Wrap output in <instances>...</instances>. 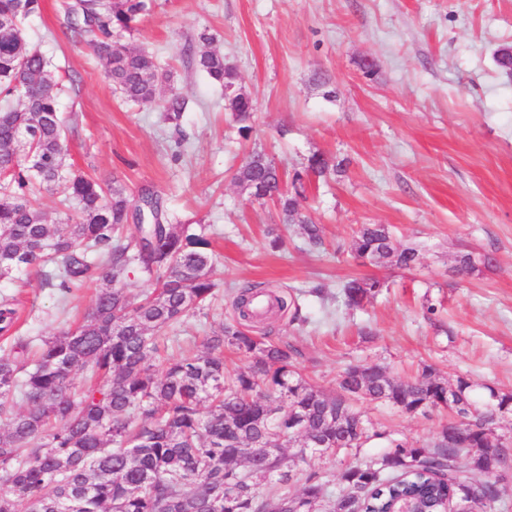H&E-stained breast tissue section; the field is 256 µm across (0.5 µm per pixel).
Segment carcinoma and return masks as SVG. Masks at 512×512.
I'll return each mask as SVG.
<instances>
[{
	"instance_id": "1",
	"label": "carcinoma",
	"mask_w": 512,
	"mask_h": 512,
	"mask_svg": "<svg viewBox=\"0 0 512 512\" xmlns=\"http://www.w3.org/2000/svg\"><path fill=\"white\" fill-rule=\"evenodd\" d=\"M151 0H70L67 29L87 39L105 61L107 78L130 102L155 99L163 72L145 50L118 38L130 32ZM42 0H0V279L35 270L68 294L88 280L100 290L81 324L43 341L38 357H0V512H392L409 501L417 512L467 505L465 512H496L504 489L490 484L469 497L456 475L465 456L485 475L512 470V444L498 439L494 416L512 412V391L476 393L464 377L450 383L431 366L409 380L377 365L349 364L336 390L306 384L289 344L265 343L241 329L205 335L201 353L167 362L159 333L201 309L214 295L212 242L204 231L168 222L153 193L140 197L138 224L127 227L130 199L119 186L76 174L66 163L60 87L50 62L27 46L21 20L40 13ZM196 66L224 90L225 110L238 133L252 131L253 105L240 94L224 56L201 51ZM185 99L161 101L170 120ZM342 167L320 154L308 170L321 177ZM235 183L258 201H271L284 224H299L307 245H323L322 229L300 212L303 177L287 181L275 163L255 151L234 173ZM63 184L76 203L67 224H47L32 204L36 190ZM357 258L410 268L413 248L395 246L384 224H363L353 238ZM137 272L156 281L138 299L126 279ZM378 280L343 284L344 302L360 307L375 297ZM287 308L285 297L257 284L234 301L239 319L256 313L253 302ZM15 299H0V331L17 319ZM249 355L250 365L224 369V345ZM83 368L93 382L78 391L71 372ZM386 402L403 412L450 409L465 419L466 437L454 424L430 449L393 442L381 454L345 468L338 480L293 473L285 448L303 461L315 446L321 455L360 449L370 433L353 403ZM277 487L275 504L262 483ZM302 483L298 490L292 483Z\"/></svg>"
}]
</instances>
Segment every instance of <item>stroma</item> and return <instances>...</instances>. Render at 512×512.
I'll list each match as a JSON object with an SVG mask.
<instances>
[{"label":"stroma","instance_id":"1","mask_svg":"<svg viewBox=\"0 0 512 512\" xmlns=\"http://www.w3.org/2000/svg\"><path fill=\"white\" fill-rule=\"evenodd\" d=\"M63 2L43 0L25 37L62 86L69 161L131 198L154 192L170 222L206 228L213 241L217 296L167 333L165 358L199 353L206 334L236 323V292L260 283L295 295L308 322L276 314L245 331L292 345L314 387L334 389L357 362L402 380L430 365L451 382L512 389V76L494 61L512 46V0H153L126 41L150 51L186 98L176 121L157 104L120 98L103 62L67 35ZM208 49L254 102L250 137L189 61ZM255 151L290 176L316 154L346 159L329 180L307 178L306 213L324 250H309L295 224L280 250L269 247L278 209L233 181ZM363 224L388 225L397 247L416 249V265L357 262L350 246ZM464 253L494 261L462 275L455 259ZM353 278L384 288L352 310L341 287ZM97 291L89 283L63 294L35 271L0 280V295L19 302L0 356L76 327ZM359 409L381 433L366 455L393 440L433 442L449 422L443 410Z\"/></svg>","mask_w":512,"mask_h":512}]
</instances>
